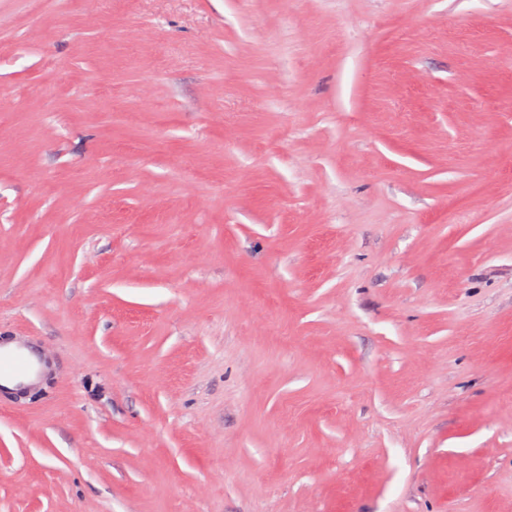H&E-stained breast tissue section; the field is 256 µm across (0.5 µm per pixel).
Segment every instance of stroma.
<instances>
[{"instance_id": "stroma-1", "label": "stroma", "mask_w": 512, "mask_h": 512, "mask_svg": "<svg viewBox=\"0 0 512 512\" xmlns=\"http://www.w3.org/2000/svg\"><path fill=\"white\" fill-rule=\"evenodd\" d=\"M0 334V512H512V0H0ZM41 354L25 345L0 354V381L13 382L14 387L30 384L39 377Z\"/></svg>"}]
</instances>
